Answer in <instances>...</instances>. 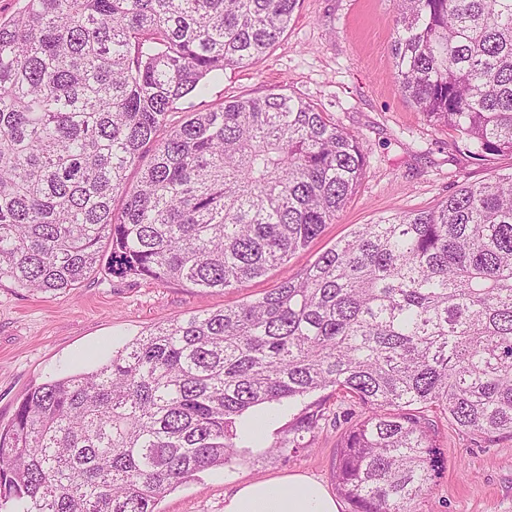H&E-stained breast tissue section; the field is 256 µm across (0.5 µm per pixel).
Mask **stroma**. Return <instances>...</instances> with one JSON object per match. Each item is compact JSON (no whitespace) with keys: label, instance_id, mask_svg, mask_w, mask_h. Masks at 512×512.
<instances>
[{"label":"stroma","instance_id":"1","mask_svg":"<svg viewBox=\"0 0 512 512\" xmlns=\"http://www.w3.org/2000/svg\"><path fill=\"white\" fill-rule=\"evenodd\" d=\"M394 19V0H300L266 58L225 70L206 99L213 107L280 86L320 107L367 145L359 186L309 248L238 291L121 279L105 271L56 295L0 284V424L31 389L95 369L152 324L262 296L359 225L431 207L459 184L512 170L511 155H493L482 164L472 160L447 128L430 124L401 94L391 53ZM347 427L344 421L321 422L311 448L285 463L247 461L230 472H203L167 493L158 512H224V495L236 485L295 473L335 490L337 447ZM435 441L443 467L418 499V512H512V437L478 442L443 423Z\"/></svg>","mask_w":512,"mask_h":512}]
</instances>
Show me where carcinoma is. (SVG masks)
<instances>
[{"mask_svg": "<svg viewBox=\"0 0 512 512\" xmlns=\"http://www.w3.org/2000/svg\"><path fill=\"white\" fill-rule=\"evenodd\" d=\"M298 2L26 0L0 18V282L70 291L104 261L238 289L320 236L362 179V139L281 89L196 103L264 60ZM392 55L402 95L457 147L512 155V0H397ZM328 389L361 408L335 470L351 512H415L441 466L432 413L512 437V172L30 390L0 425V509L157 512L253 457L248 414L306 403L257 453L307 448L325 414L306 399Z\"/></svg>", "mask_w": 512, "mask_h": 512, "instance_id": "cac0c4a2", "label": "carcinoma"}]
</instances>
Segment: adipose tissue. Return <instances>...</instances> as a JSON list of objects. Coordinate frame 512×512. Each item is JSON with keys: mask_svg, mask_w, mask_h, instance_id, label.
<instances>
[{"mask_svg": "<svg viewBox=\"0 0 512 512\" xmlns=\"http://www.w3.org/2000/svg\"><path fill=\"white\" fill-rule=\"evenodd\" d=\"M224 512H341V503L305 474L254 480L224 497Z\"/></svg>", "mask_w": 512, "mask_h": 512, "instance_id": "adipose-tissue-1", "label": "adipose tissue"}]
</instances>
